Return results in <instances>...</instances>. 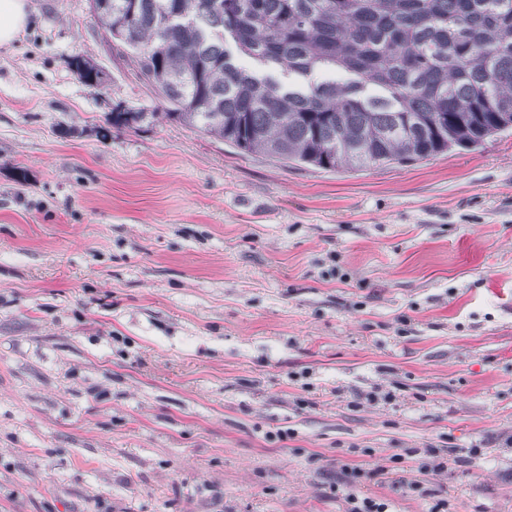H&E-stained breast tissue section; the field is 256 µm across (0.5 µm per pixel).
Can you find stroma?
<instances>
[{
    "mask_svg": "<svg viewBox=\"0 0 512 512\" xmlns=\"http://www.w3.org/2000/svg\"><path fill=\"white\" fill-rule=\"evenodd\" d=\"M159 109L88 0L0 48V512H512V132L334 172ZM70 65L76 76L90 87L98 86L105 79L104 72L83 57H74ZM349 505L348 512H389V504L386 500L372 498V497H359L355 492H348L345 496Z\"/></svg>",
    "mask_w": 512,
    "mask_h": 512,
    "instance_id": "stroma-1",
    "label": "stroma"
}]
</instances>
